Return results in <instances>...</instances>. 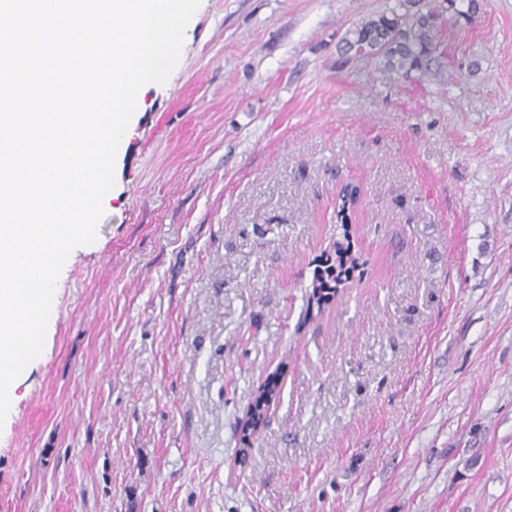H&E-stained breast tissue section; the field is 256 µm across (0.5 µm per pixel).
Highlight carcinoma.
Segmentation results:
<instances>
[{"label": "carcinoma", "instance_id": "1", "mask_svg": "<svg viewBox=\"0 0 512 512\" xmlns=\"http://www.w3.org/2000/svg\"><path fill=\"white\" fill-rule=\"evenodd\" d=\"M444 21L443 4L435 0H396L394 7L350 31L349 47L358 55L381 54L389 71L427 72L435 61V32ZM358 267L351 245L336 252L335 262L314 276L310 300L317 310L335 299ZM283 370L273 372L260 386L240 419V433L247 439L264 425L271 405L279 402Z\"/></svg>", "mask_w": 512, "mask_h": 512}]
</instances>
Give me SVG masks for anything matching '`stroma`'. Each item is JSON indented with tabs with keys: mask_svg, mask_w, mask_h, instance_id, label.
Listing matches in <instances>:
<instances>
[{
	"mask_svg": "<svg viewBox=\"0 0 512 512\" xmlns=\"http://www.w3.org/2000/svg\"><path fill=\"white\" fill-rule=\"evenodd\" d=\"M394 4L202 0L17 380L0 512H512V0L398 76L346 45ZM357 267L358 258L351 253V243L347 240L346 247L336 252L335 262L315 273L310 304L314 301L321 313L323 306L336 298L340 287L350 282ZM283 370L273 372L260 386L249 403L246 413L240 419V433L247 439L257 433L264 425L271 405L279 402Z\"/></svg>",
	"mask_w": 512,
	"mask_h": 512,
	"instance_id": "1",
	"label": "stroma"
}]
</instances>
